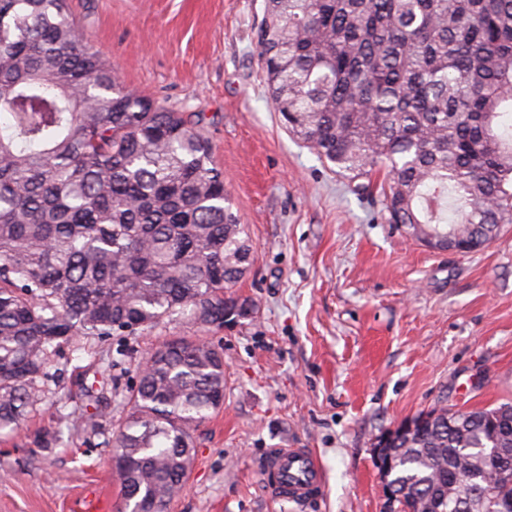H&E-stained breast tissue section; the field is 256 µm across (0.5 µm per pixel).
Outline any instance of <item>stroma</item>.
<instances>
[{"label":"stroma","instance_id":"35a3bbf8","mask_svg":"<svg viewBox=\"0 0 512 512\" xmlns=\"http://www.w3.org/2000/svg\"><path fill=\"white\" fill-rule=\"evenodd\" d=\"M68 7L122 87L201 115L252 247L233 291L257 313L231 329L176 318L63 346L52 358L60 380L45 381L21 427L0 434V512H85L93 493L120 512L103 435L125 419L149 352L176 337L223 349L224 404L199 425L170 512H383L377 436L439 405L512 402V224L483 250L458 254L386 223L378 190L353 191L283 126L257 44L264 0ZM85 379L107 384L98 434L69 421L87 403ZM269 448L313 449L323 498L303 511L271 499L260 476Z\"/></svg>","mask_w":512,"mask_h":512}]
</instances>
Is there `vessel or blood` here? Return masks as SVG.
Here are the masks:
<instances>
[{
	"label": "vessel or blood",
	"instance_id": "obj_1",
	"mask_svg": "<svg viewBox=\"0 0 512 512\" xmlns=\"http://www.w3.org/2000/svg\"><path fill=\"white\" fill-rule=\"evenodd\" d=\"M262 471L270 496L279 502L302 508L317 501L324 490L323 468L307 448L269 449Z\"/></svg>",
	"mask_w": 512,
	"mask_h": 512
}]
</instances>
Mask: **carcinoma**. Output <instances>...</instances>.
Masks as SVG:
<instances>
[{
    "label": "carcinoma",
    "instance_id": "cac0c4a2",
    "mask_svg": "<svg viewBox=\"0 0 512 512\" xmlns=\"http://www.w3.org/2000/svg\"><path fill=\"white\" fill-rule=\"evenodd\" d=\"M258 42L290 132L353 183L385 169L384 218L496 237L512 223V0H267ZM0 432L16 429L81 337L136 336L175 315L222 327L255 308L224 296L251 264L244 226L191 118L119 87L67 0H0ZM452 201L453 221L445 215ZM99 427L108 398L83 386ZM224 404V352L184 337L150 355L112 448L125 508L168 512L199 424ZM376 447L401 512H501L512 503V404L434 407ZM457 480L469 492L448 497ZM495 493L482 496L488 483Z\"/></svg>",
    "mask_w": 512,
    "mask_h": 512
}]
</instances>
